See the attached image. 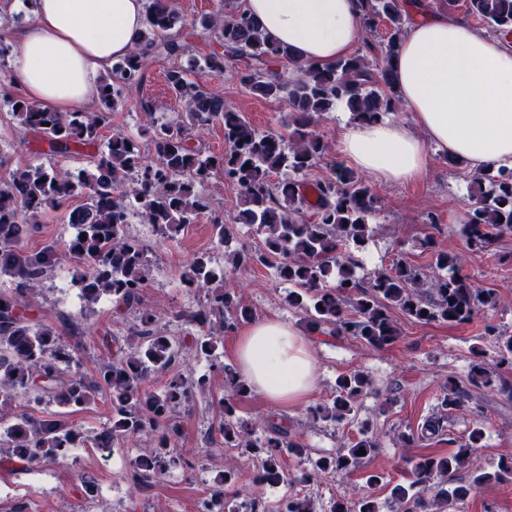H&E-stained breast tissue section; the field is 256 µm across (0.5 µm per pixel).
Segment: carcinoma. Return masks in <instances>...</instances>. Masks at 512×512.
<instances>
[{"label":"carcinoma","mask_w":512,"mask_h":512,"mask_svg":"<svg viewBox=\"0 0 512 512\" xmlns=\"http://www.w3.org/2000/svg\"><path fill=\"white\" fill-rule=\"evenodd\" d=\"M359 4L365 31H376L381 21L386 24L379 60L357 54L326 68L295 63L293 74L287 77L272 68L271 62L290 59L288 50L268 40L243 7L221 18L205 15L188 24L175 0H147L139 42L99 80L103 112H49L26 98L4 97V104L20 123L45 139L51 151L70 153L80 146H96L103 139L105 113L126 106L132 92L141 89L151 57H177L185 52L181 31L190 25L202 35L213 36L221 46L203 58L206 68L222 71L228 62H238L239 80L248 92L262 99L285 100L295 114V123L287 143L279 135L260 134L229 109L224 98L191 81L187 70H170L168 88L183 102L184 112L178 122L151 125L156 161L145 160L136 139L115 133L88 169L74 172L39 164L13 173L9 181L0 184V275L10 281L8 289L0 290V420L9 416L20 398L35 405L48 399L60 408L55 417L15 416L0 440L1 462H17L27 469L63 465L75 448L91 443L99 451L109 452L120 440L150 433L155 446L130 461L137 484L159 482L172 468L186 463L173 452L178 430L171 425L172 416L188 401L192 390L206 388L208 378L202 375L189 382L178 376L159 393L143 388L150 372L174 365L178 352L157 311L141 306L142 293L151 279L148 246L129 235L127 226L132 201L141 219L161 238L194 223L211 211L200 187L217 170L240 189L241 208L235 222L258 226L265 234L264 248L254 253L241 247L224 254L222 263L210 253H202L183 273L182 281L189 288L211 292L207 303L190 314L192 322L208 328L191 348L211 359V367L224 372L228 395L222 400L220 435L227 447L243 448L257 460L255 484L290 486L322 473H351L377 453L380 442L362 427L359 437L319 457L312 470L288 477L280 463L282 453L302 458L307 449L282 423L270 424L265 438L256 437L249 423L237 416L235 404V398L248 394V387L218 361L216 351L224 334L251 319V312L224 290L227 272L255 263L273 269L278 278L294 286L287 303L303 311L313 329L327 326L338 336H354L377 349L391 346L399 338L392 307L418 323L457 325L495 307L496 295L461 275L458 257L446 251L433 253L428 276L398 259L367 279L357 277L356 252L363 250L370 238L368 220L377 210L375 195L345 168L311 186L299 179L326 151L324 140L312 130L321 116L343 105L355 121L371 123L399 103L391 60L405 37L410 17L400 9L399 0H359ZM467 12L492 31L512 35V0H468ZM214 121L223 124L228 149L206 154L193 145L191 130ZM283 170L288 171V181H271L273 174ZM76 198L80 204L68 212L75 233L65 249L86 267L77 279L84 301L82 319L89 321L95 306L110 298L117 308L135 314L138 320L123 341H114L112 359L103 362L92 378L79 370L74 350L61 342L57 331L29 315L31 301L55 272L60 253L54 245L29 249L23 240L43 210ZM310 208L315 220L307 223L298 214ZM462 233L469 246L483 252L493 251L501 238L512 235V168L490 166L478 174L466 204ZM487 334L496 362L488 363L484 352L475 353L467 381L450 378L441 385L440 412L426 419L420 432L403 437L404 447L413 448L419 441L443 435L448 414L463 409L479 389L489 388L512 398V384L497 373L502 365L512 367V333L489 325ZM371 387V380L362 372L340 376L336 396L311 409L312 419L354 422L358 402ZM104 393L110 398L111 416L96 436L91 438L64 420ZM482 438V429L475 427L467 442L453 453L404 457L410 465L411 481L392 490L398 512H448L453 502L481 486L512 478L509 456L496 470L480 473L467 485L445 487L449 475L467 467ZM241 477L236 460L226 459L209 497L202 502L204 512H243L254 505L248 497L239 501L236 486ZM277 512L316 510L310 499L290 493ZM330 512L380 510L374 497L360 490L351 501L333 502Z\"/></svg>","instance_id":"carcinoma-1"}]
</instances>
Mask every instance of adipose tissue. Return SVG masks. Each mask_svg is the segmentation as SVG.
Listing matches in <instances>:
<instances>
[{"mask_svg":"<svg viewBox=\"0 0 512 512\" xmlns=\"http://www.w3.org/2000/svg\"><path fill=\"white\" fill-rule=\"evenodd\" d=\"M32 19L14 33L16 82L52 112L98 97V78L134 48L145 0H12ZM272 42L299 63L333 65L359 43L358 0H245ZM392 77L412 125L380 121L349 127L340 151L384 182H414L436 148L470 170L512 168V47L436 13L413 20ZM251 390L276 407L305 401L317 386L312 345L294 325L261 319L232 343Z\"/></svg>","mask_w":512,"mask_h":512,"instance_id":"adipose-tissue-1","label":"adipose tissue"}]
</instances>
